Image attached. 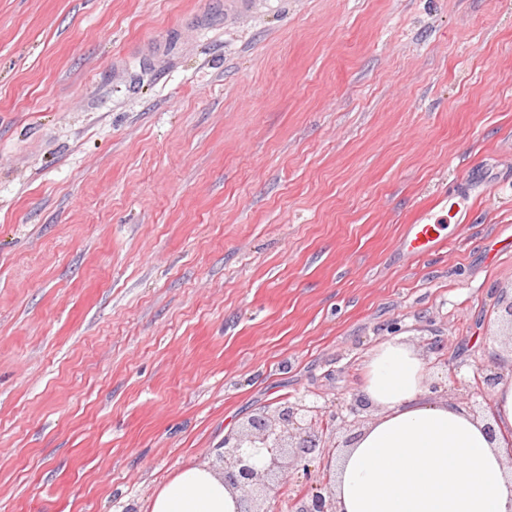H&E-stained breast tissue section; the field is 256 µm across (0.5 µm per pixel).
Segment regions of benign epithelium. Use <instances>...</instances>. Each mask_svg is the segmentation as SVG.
Returning <instances> with one entry per match:
<instances>
[{"instance_id": "7a95c632", "label": "benign epithelium", "mask_w": 512, "mask_h": 512, "mask_svg": "<svg viewBox=\"0 0 512 512\" xmlns=\"http://www.w3.org/2000/svg\"><path fill=\"white\" fill-rule=\"evenodd\" d=\"M277 418L283 425L280 431L266 414L259 413L249 420L248 432L224 438V483L240 491L238 512H262L253 507V501L271 492L279 495L268 483L269 477L290 466L307 470L316 449L325 448L330 420L319 411L300 403H286L277 409ZM247 445L266 449L262 468L252 464L244 453ZM330 483V471L326 470L319 475V486L290 500L289 512H336Z\"/></svg>"}]
</instances>
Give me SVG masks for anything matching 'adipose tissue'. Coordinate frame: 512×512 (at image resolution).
I'll use <instances>...</instances> for the list:
<instances>
[{
    "mask_svg": "<svg viewBox=\"0 0 512 512\" xmlns=\"http://www.w3.org/2000/svg\"><path fill=\"white\" fill-rule=\"evenodd\" d=\"M430 370L402 337L366 363L361 395L376 418L336 465L338 512H512V382L493 393L494 434L452 402L431 400ZM238 491L191 464L151 497L148 512H237Z\"/></svg>",
    "mask_w": 512,
    "mask_h": 512,
    "instance_id": "1",
    "label": "adipose tissue"
}]
</instances>
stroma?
I'll list each match as a JSON object with an SVG mask.
<instances>
[{
	"mask_svg": "<svg viewBox=\"0 0 512 512\" xmlns=\"http://www.w3.org/2000/svg\"><path fill=\"white\" fill-rule=\"evenodd\" d=\"M230 2L0 0V512H147L287 402L352 439L394 336L512 381V0ZM441 231L442 224L429 221L418 220L409 224L403 237L404 248L414 255H421L443 242Z\"/></svg>",
	"mask_w": 512,
	"mask_h": 512,
	"instance_id": "35a3bbf8",
	"label": "stroma"
}]
</instances>
